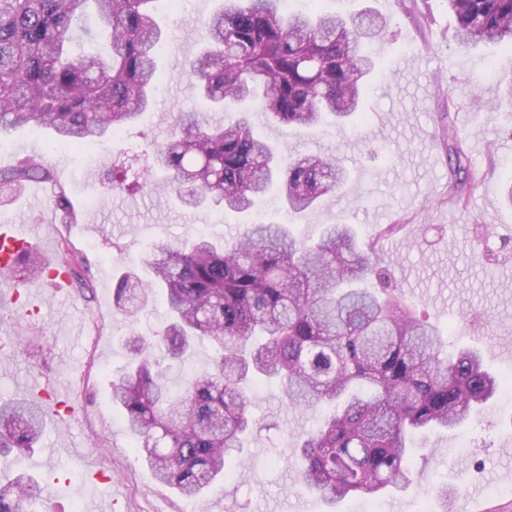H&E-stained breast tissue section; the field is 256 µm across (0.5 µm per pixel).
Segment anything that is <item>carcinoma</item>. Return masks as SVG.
Listing matches in <instances>:
<instances>
[{"instance_id": "1", "label": "carcinoma", "mask_w": 512, "mask_h": 512, "mask_svg": "<svg viewBox=\"0 0 512 512\" xmlns=\"http://www.w3.org/2000/svg\"><path fill=\"white\" fill-rule=\"evenodd\" d=\"M159 0H0V132L45 131L55 146L97 142L134 125L153 102L161 74ZM285 0H222L206 23L204 45L188 63L190 84L213 108L232 113L212 125L204 112H181L172 134L153 149L114 165L113 188L138 190L166 173L186 208L214 204L251 212L276 189L289 213H301L346 183L338 157L278 151L254 132L251 104L267 121L313 129L330 120L344 129L365 119L367 83L376 70L368 47L391 37L390 21L369 9L345 14L290 12ZM92 4L110 53L73 52L72 22ZM450 41L459 48L493 44L512 51V0H448ZM448 141V201L483 174L470 167L455 127ZM37 157L0 168V193L50 181ZM61 223L75 213L65 188L55 194ZM144 266L119 276L118 314L133 322L156 291L169 320L128 341L126 366L111 382L136 453L155 478L195 498L224 480L228 461L252 426L246 385L276 381L298 408H330L300 440L301 483L322 501L373 497L414 481L409 438L463 426L497 393L500 381L480 352L443 354L439 332L400 296L365 287L386 277L374 245L349 224H327L306 242L288 225L253 222L231 243L204 236L158 242ZM57 269L90 289V268L66 239ZM23 279L47 271L27 257ZM208 342V369L169 386L161 362L184 364ZM41 411L23 401L0 404V473L32 451ZM44 489L18 474L0 483V512H32Z\"/></svg>"}]
</instances>
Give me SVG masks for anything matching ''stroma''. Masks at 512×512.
Returning a JSON list of instances; mask_svg holds the SVG:
<instances>
[{
    "label": "stroma",
    "instance_id": "1",
    "mask_svg": "<svg viewBox=\"0 0 512 512\" xmlns=\"http://www.w3.org/2000/svg\"><path fill=\"white\" fill-rule=\"evenodd\" d=\"M416 3L414 19L404 14L400 0H357L359 7L389 17L393 30L389 40L371 47L388 76L371 84L361 125L339 132L256 124L278 148L341 157L350 173L343 191L295 216L270 196L251 218L286 223L305 237L328 224L353 225L362 241H375L390 270L388 282L369 278L370 288L402 295L441 331L447 353L479 348L493 373L512 377V205L500 197L502 185L512 182V112L484 113L500 81L512 77V51L450 45L448 0ZM216 6L217 0H183L178 12H163L155 105L122 135L103 141L93 161L77 149L50 152L49 136L32 140L26 128L0 136V168L33 150L52 164L78 214L77 224H55L54 234L70 236L84 249L93 276L92 299L72 288L63 295L47 291L36 309L0 328V402L33 401L39 390L49 389L81 406L68 421L47 410L37 448L21 464L46 485L48 512H85L92 495L113 499L112 512H326L303 489L295 464L299 438L317 427L324 411L292 408L276 384L250 391L255 424L229 465L230 476L195 500L154 478L112 405V376L128 360L125 336L150 335L167 319L160 295L138 321L117 315L116 276L141 268L153 242L201 231L227 240L245 228L244 217L222 208L170 203L171 188L160 175L142 193L111 190L105 169L129 149L148 151L164 143L177 113L206 112L211 122H223V113L194 96L186 72ZM447 116L472 167L484 173L467 190L463 208L448 202L441 136ZM387 224L399 225V233L382 236ZM482 249L488 259L475 260L474 252ZM429 445L411 460L420 476L415 487L368 503L347 499L338 512H413L421 496L428 512H443L430 493L441 482L468 491L482 512H512V402L505 394L456 431L432 435Z\"/></svg>",
    "mask_w": 512,
    "mask_h": 512
}]
</instances>
